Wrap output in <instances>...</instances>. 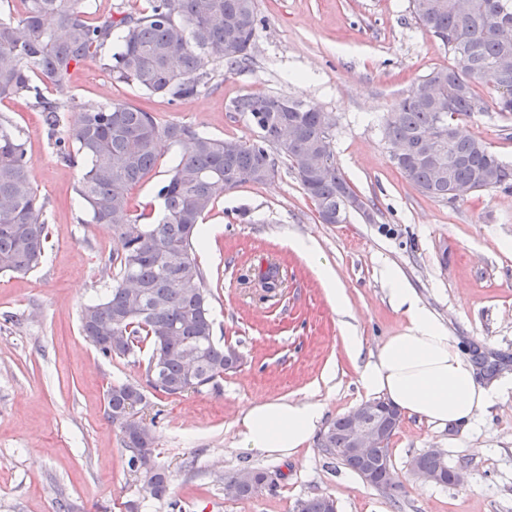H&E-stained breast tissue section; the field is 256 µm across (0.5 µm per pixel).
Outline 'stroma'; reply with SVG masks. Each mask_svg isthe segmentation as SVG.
I'll return each instance as SVG.
<instances>
[{
  "instance_id": "stroma-1",
  "label": "stroma",
  "mask_w": 512,
  "mask_h": 512,
  "mask_svg": "<svg viewBox=\"0 0 512 512\" xmlns=\"http://www.w3.org/2000/svg\"><path fill=\"white\" fill-rule=\"evenodd\" d=\"M256 12L251 62L231 69L210 61L207 85L186 100L146 96L97 59L72 67L59 133L75 126L82 104L123 103L163 124L252 140L255 128L233 110L237 98L298 99L331 113L336 165L373 221L354 214L322 223L283 159L266 182L226 192L206 219L197 261L214 336L244 360L218 387L168 395L149 384V349L110 358L81 335V307L105 295L116 273L112 230L92 223L76 193L79 170L57 157L44 113L22 98L0 101V115L27 144L49 232L38 268L19 278L0 273V512H295L313 494L333 497L337 512H512V392L470 429L403 416L391 442L397 491L368 486L327 459L315 437L284 459L240 448L238 423L253 403L315 400L328 425L367 400L341 318L294 240H313L335 271L364 353L405 325L382 281L395 267L465 352L496 362L494 376L477 372L480 383L512 376V190L425 196L393 165L383 133L387 112L419 78L451 65V53L417 25L409 0H256ZM477 91L483 108L458 130L512 164V112L499 111L493 89ZM181 153L162 147L130 191L134 214L158 211L157 191ZM271 266L279 283L270 290L261 275ZM118 383L146 394L139 417L169 477L165 498H152L129 468L106 414V391ZM431 448L466 469L467 484L410 478V461ZM243 467L267 469L274 481L247 500L225 497V475Z\"/></svg>"
}]
</instances>
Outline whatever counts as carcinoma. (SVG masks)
<instances>
[{"label":"carcinoma","instance_id":"obj_1","mask_svg":"<svg viewBox=\"0 0 512 512\" xmlns=\"http://www.w3.org/2000/svg\"><path fill=\"white\" fill-rule=\"evenodd\" d=\"M18 16L0 0V99L26 98L46 114L57 155L80 168L76 192L92 222L108 224L116 244L112 263L117 273L104 297L81 308L84 338L104 356L129 357L147 341V368L161 366L163 380L154 388L177 395L218 384L224 372L237 366L241 355L213 336L210 291L195 254L200 225L224 193L250 182L262 183L275 172V157L285 159L313 202L321 221L346 223L350 202L367 203L336 167L329 113L299 101L273 111L272 97L245 95L234 111L258 130L250 140L214 138L191 126L159 124L153 115L127 104L82 105L77 125L68 137L56 136L59 112L70 69L86 60L108 57L113 79L147 95L169 101L200 92L209 59L233 67L251 61L256 31V0H148L146 12L124 11L94 21L81 0H21ZM416 23L448 48L454 64L433 69L388 112L383 131L388 142L421 144L420 155L394 165L426 196L451 199L457 186L476 192L512 189V165L500 160L483 141L457 132V121L482 109L475 85L498 93L502 112H512V39L497 34L512 24V0H409ZM52 86L58 97H46L41 86ZM293 125L294 138L280 139ZM188 143L158 191L161 212L151 224L132 213L130 189L155 167L163 142ZM44 204L34 187L27 150L11 121L0 116V272L26 275L41 263L48 226ZM142 396L131 383L106 392L110 419L122 415ZM401 419L395 408L385 419L384 444L368 455L352 454L348 416L325 430V456L357 474L366 484L388 491L397 487L392 469L391 438ZM125 448H151L154 436L122 431ZM415 464L434 471L438 484H456L457 469L431 453ZM236 498L253 497L268 485L262 468H244L226 476ZM152 497L169 488L161 467L146 472Z\"/></svg>","mask_w":512,"mask_h":512}]
</instances>
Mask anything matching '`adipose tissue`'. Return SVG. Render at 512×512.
Instances as JSON below:
<instances>
[{"instance_id":"1","label":"adipose tissue","mask_w":512,"mask_h":512,"mask_svg":"<svg viewBox=\"0 0 512 512\" xmlns=\"http://www.w3.org/2000/svg\"><path fill=\"white\" fill-rule=\"evenodd\" d=\"M295 248L315 262L329 302L345 318V349L352 356H360L362 338L346 321L349 303L334 270L320 261L315 242L301 240ZM384 277L389 301L404 315L406 325L360 366L361 387L366 394L384 398L403 412L435 425L451 422L466 428L476 426L480 414L512 389V380L479 383L468 355L405 285L399 272L389 269ZM322 416L323 408L315 401L252 404L241 420L240 445L267 456H292L312 438Z\"/></svg>"}]
</instances>
